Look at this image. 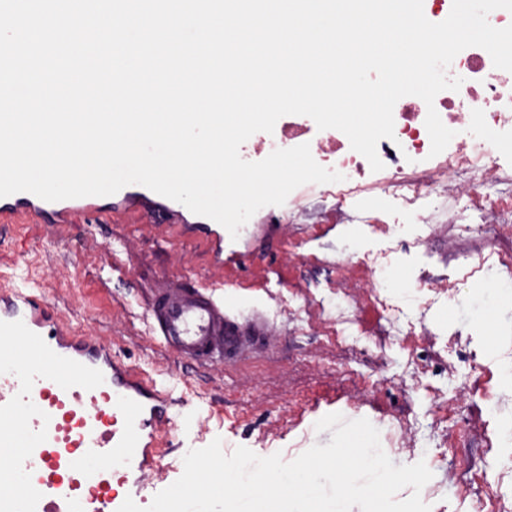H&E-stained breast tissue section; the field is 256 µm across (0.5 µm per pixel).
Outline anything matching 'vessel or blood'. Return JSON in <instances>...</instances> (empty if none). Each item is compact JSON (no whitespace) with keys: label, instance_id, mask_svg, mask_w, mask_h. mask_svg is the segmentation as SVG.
I'll return each mask as SVG.
<instances>
[{"label":"vessel or blood","instance_id":"b4317fda","mask_svg":"<svg viewBox=\"0 0 512 512\" xmlns=\"http://www.w3.org/2000/svg\"><path fill=\"white\" fill-rule=\"evenodd\" d=\"M118 195L177 218L178 233L201 238L223 264L219 223H183L184 205L139 184ZM96 202L93 196L48 202L28 192L0 198V206L50 224ZM149 319L166 347L212 366L238 359L269 334L260 316L239 323L201 288L158 289ZM171 404L106 345L70 335L37 292L0 291V447L12 451L0 470V512H117L123 499L113 495V482L137 484L160 474L157 439L170 427Z\"/></svg>","mask_w":512,"mask_h":512}]
</instances>
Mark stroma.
Masks as SVG:
<instances>
[{"instance_id": "35a3bbf8", "label": "stroma", "mask_w": 512, "mask_h": 512, "mask_svg": "<svg viewBox=\"0 0 512 512\" xmlns=\"http://www.w3.org/2000/svg\"><path fill=\"white\" fill-rule=\"evenodd\" d=\"M478 192L501 221L324 224L331 201L310 196L299 223L254 224L232 247L245 263L215 268L196 239L170 234L150 211L110 205L48 224L0 215V289L30 288L75 332L168 390L174 424L162 478L121 495L148 506L183 472L192 449L221 439L290 461L314 444L329 413L368 419L394 465L425 461L431 512H512V150ZM382 255L371 276L348 250ZM434 280L447 290L431 288ZM212 290L239 319L259 313L270 334L236 362L212 367L165 349L146 321L155 289Z\"/></svg>"}]
</instances>
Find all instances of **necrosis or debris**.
Listing matches in <instances>:
<instances>
[{
    "instance_id": "4bbe7bcc",
    "label": "necrosis or debris",
    "mask_w": 512,
    "mask_h": 512,
    "mask_svg": "<svg viewBox=\"0 0 512 512\" xmlns=\"http://www.w3.org/2000/svg\"><path fill=\"white\" fill-rule=\"evenodd\" d=\"M460 77L459 90L440 92L434 105L443 124L455 136L439 155H431V140L425 127L427 108L422 99H400L394 107V139L380 140L377 152L384 164L371 171L367 160L350 147L340 131L327 129L311 136L310 117L287 115L276 123L273 133L258 132L240 148L241 157H267L278 148L309 144L315 161L342 174V181L308 183L293 192L296 204L309 195L334 201V210L324 223L380 224L384 216L373 202L382 193L400 202L417 223L440 221L436 201L467 198L481 213V221L495 224L497 211L487 206L475 191L476 180L499 178L501 167L496 137L512 129V73L494 67L487 51L479 47L462 50L448 69Z\"/></svg>"
}]
</instances>
